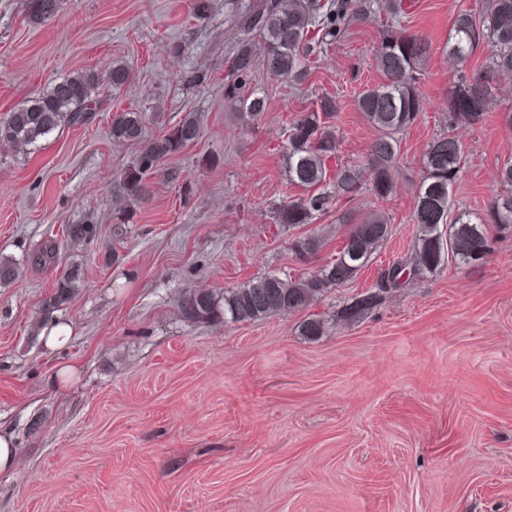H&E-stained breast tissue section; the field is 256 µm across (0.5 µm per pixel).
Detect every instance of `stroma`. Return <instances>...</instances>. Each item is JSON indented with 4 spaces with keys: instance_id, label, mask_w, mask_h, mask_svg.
<instances>
[{
    "instance_id": "obj_1",
    "label": "stroma",
    "mask_w": 512,
    "mask_h": 512,
    "mask_svg": "<svg viewBox=\"0 0 512 512\" xmlns=\"http://www.w3.org/2000/svg\"><path fill=\"white\" fill-rule=\"evenodd\" d=\"M489 2L408 4L404 27L433 52L394 190L315 221L332 228L320 265L343 239L336 224L384 211L393 232L372 263L309 311L227 325L185 321L179 299L306 272L288 249L291 230L272 218L301 193L288 183L287 129L319 96L336 97L340 156H365L376 131L355 101L380 79L379 19L354 25L304 83L258 69L269 108L251 126L224 105V58L241 35L230 0H210L203 21L193 0H61L37 27L28 0H0V121L57 78L111 62L130 72L124 87L104 90L90 123L0 149V258L20 269L0 287V428L20 453L0 471V512H512V236L495 235L479 265L414 279L362 318L336 321L379 268L410 251L436 135L452 132L464 147L457 209L480 214L512 195L497 180L512 160V77L481 122L447 124L450 91L461 73L483 69L488 50L460 69L442 49L457 11L480 15ZM189 70L206 82L183 84ZM120 111L145 113L150 136L189 112L201 121L198 141L165 163L178 180L150 177L142 203L122 193L137 148L110 136ZM86 222L99 225L97 240H66V225ZM48 244L57 265L32 264ZM74 263L84 282L55 313L73 335L49 349L42 304ZM311 313L329 321L315 340L299 332ZM63 365L78 373L61 388Z\"/></svg>"
}]
</instances>
